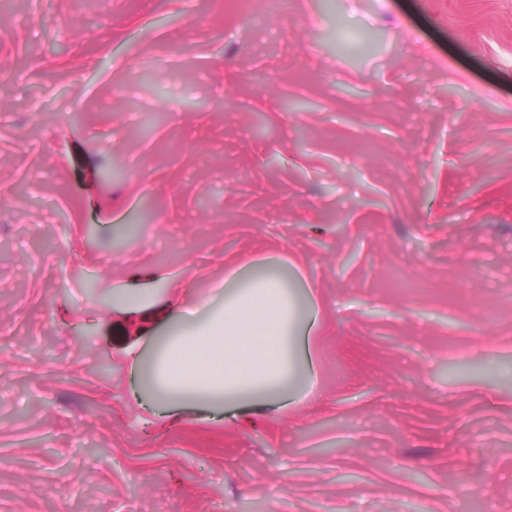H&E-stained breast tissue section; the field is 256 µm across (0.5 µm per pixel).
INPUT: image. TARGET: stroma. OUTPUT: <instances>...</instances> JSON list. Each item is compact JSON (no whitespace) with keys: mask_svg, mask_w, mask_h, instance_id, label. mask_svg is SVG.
<instances>
[{"mask_svg":"<svg viewBox=\"0 0 512 512\" xmlns=\"http://www.w3.org/2000/svg\"><path fill=\"white\" fill-rule=\"evenodd\" d=\"M258 262L317 396L135 399ZM0 512H512V0H0Z\"/></svg>","mask_w":512,"mask_h":512,"instance_id":"1","label":"stroma"}]
</instances>
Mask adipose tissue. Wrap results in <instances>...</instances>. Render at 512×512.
<instances>
[{
  "label": "adipose tissue",
  "instance_id": "ef3b65f1",
  "mask_svg": "<svg viewBox=\"0 0 512 512\" xmlns=\"http://www.w3.org/2000/svg\"><path fill=\"white\" fill-rule=\"evenodd\" d=\"M157 278L142 269L112 292V308L129 338L126 352L151 404L276 410L315 393L314 367L297 339L315 326L318 313L307 285L288 265L236 271L222 294L195 308L160 304L151 287ZM159 318L168 322L166 335L141 351L140 336Z\"/></svg>",
  "mask_w": 512,
  "mask_h": 512
}]
</instances>
